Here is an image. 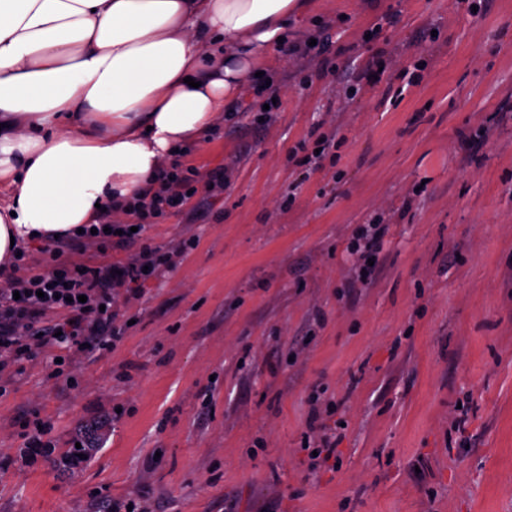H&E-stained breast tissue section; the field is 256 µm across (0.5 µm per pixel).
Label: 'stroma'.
<instances>
[{
	"label": "stroma",
	"mask_w": 512,
	"mask_h": 512,
	"mask_svg": "<svg viewBox=\"0 0 512 512\" xmlns=\"http://www.w3.org/2000/svg\"><path fill=\"white\" fill-rule=\"evenodd\" d=\"M323 28L333 74L274 50L177 156L231 181L152 224L197 245L120 304L112 350L11 373L0 512H512V0H305L288 42ZM265 81L282 105L258 124ZM316 127L339 146L309 172L289 156ZM367 224L389 232L363 285ZM32 413L58 448L101 424L91 461L23 463ZM333 412L334 407L327 406L322 412L316 413L310 421L309 428L312 433L316 434L315 451L318 452V456L314 457V460L320 458L321 455H324L325 459H329L336 453V426L332 429L323 422H318L323 414L330 416Z\"/></svg>",
	"instance_id": "1"
}]
</instances>
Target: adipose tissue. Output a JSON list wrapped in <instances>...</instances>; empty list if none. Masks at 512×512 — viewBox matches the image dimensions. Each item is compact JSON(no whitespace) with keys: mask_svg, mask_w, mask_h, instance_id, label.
<instances>
[{"mask_svg":"<svg viewBox=\"0 0 512 512\" xmlns=\"http://www.w3.org/2000/svg\"><path fill=\"white\" fill-rule=\"evenodd\" d=\"M303 0H0V264L201 140Z\"/></svg>","mask_w":512,"mask_h":512,"instance_id":"obj_1","label":"adipose tissue"}]
</instances>
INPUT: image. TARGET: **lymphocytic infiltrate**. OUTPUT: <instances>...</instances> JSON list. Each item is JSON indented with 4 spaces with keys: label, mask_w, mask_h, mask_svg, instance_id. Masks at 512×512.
<instances>
[{
    "label": "lymphocytic infiltrate",
    "mask_w": 512,
    "mask_h": 512,
    "mask_svg": "<svg viewBox=\"0 0 512 512\" xmlns=\"http://www.w3.org/2000/svg\"><path fill=\"white\" fill-rule=\"evenodd\" d=\"M229 180L226 167L204 174L190 165L172 166L157 185L132 198L125 221L104 215L97 226L55 240L42 262L13 256L8 268H0V373L54 348L73 355L87 346L112 348L120 334L119 299L138 297L139 285L172 261L169 249L149 241L153 220L182 210L195 187L213 193ZM89 244L101 250L96 261L73 259ZM110 247L127 251L126 261L113 262Z\"/></svg>",
    "instance_id": "lymphocytic-infiltrate-1"
}]
</instances>
